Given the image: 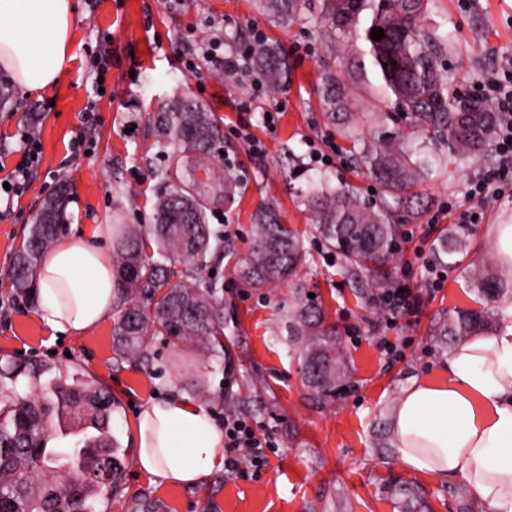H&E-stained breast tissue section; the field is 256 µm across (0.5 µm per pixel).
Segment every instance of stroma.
Segmentation results:
<instances>
[{
    "label": "stroma",
    "instance_id": "stroma-1",
    "mask_svg": "<svg viewBox=\"0 0 512 512\" xmlns=\"http://www.w3.org/2000/svg\"><path fill=\"white\" fill-rule=\"evenodd\" d=\"M72 49L60 81L29 96L11 88L0 105V179L22 158V130L32 128L40 160L25 192L0 199V359L49 361L64 371L79 370L108 390L115 402L114 433L129 465L119 494L106 495L100 512H131L136 498L163 504L166 512H400L402 488L417 490L423 512H479L464 483L443 482L405 469L395 458L390 416L397 397L417 376L440 377L448 355L434 336L442 314L475 307L465 285L467 265L490 251L492 227L512 224V188L480 209L471 197L485 164L449 168L447 177L418 189L419 215L406 225L395 277L419 298L412 313L392 317L366 284L352 276L341 255L322 247L311 231L312 216L300 201L312 179L327 175L370 191L374 181L353 165L348 144L324 115L318 84L325 66L343 63L346 44L327 38L317 9L282 25L266 16L259 0H74ZM430 26L447 35L443 61L455 89L468 95L495 73L512 68V0H434ZM276 44L288 57L286 87L274 98L252 85L253 72L219 77L196 45L220 39L225 48L254 35ZM110 50L103 74L90 68L100 44ZM193 95L217 121L211 175L201 192L210 224L224 233L226 251L211 270L224 284V332L230 361L203 371V358L190 343L154 344L143 365L117 362L113 321L82 336H51L35 316V305L14 300L6 271L13 251L36 213L57 191L70 186L68 222L152 224L157 200L185 177V162L158 144L153 115L174 94ZM251 100L249 111L239 103ZM282 108L275 128L263 114ZM93 122H85L86 110ZM246 128L262 145L251 153L235 134ZM86 141L78 153L75 143ZM336 146L332 165L315 152ZM236 182L233 201L224 198V177ZM272 201L280 220L296 228L308 252L298 276L309 283L328 322L339 331L349 379L332 399L310 394L299 372V352L288 339L284 315L289 282L259 290L242 287L235 270L253 240L252 215ZM481 211L469 253L437 266L440 284L426 267L438 238L455 231L454 215ZM394 352H387L386 344ZM203 373L204 394L216 425L224 423V398L239 402L242 416L269 444L268 464L245 475L218 472L193 487L153 484L134 464V423L154 397L190 395L187 374Z\"/></svg>",
    "mask_w": 512,
    "mask_h": 512
}]
</instances>
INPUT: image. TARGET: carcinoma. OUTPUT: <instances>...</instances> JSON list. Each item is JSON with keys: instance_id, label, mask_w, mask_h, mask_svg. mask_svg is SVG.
Returning a JSON list of instances; mask_svg holds the SVG:
<instances>
[{"instance_id": "cac0c4a2", "label": "carcinoma", "mask_w": 512, "mask_h": 512, "mask_svg": "<svg viewBox=\"0 0 512 512\" xmlns=\"http://www.w3.org/2000/svg\"><path fill=\"white\" fill-rule=\"evenodd\" d=\"M309 0H262L270 17L287 21ZM432 0H321L320 18L333 40L352 42L346 62L326 67L320 82L325 117L352 142L357 169L375 179L391 201L362 198L350 183L323 177L309 183L301 201L312 215L313 230L339 253L351 272L368 274L367 287L378 297L396 288L393 264L401 248L403 222L419 215L414 188L455 164L465 167L488 157L499 115L482 102L461 97L443 65L444 37L425 27ZM365 28H360L361 23ZM374 28L384 38L371 39ZM253 67L275 89L288 79V60L275 45L259 44ZM373 108L355 112L356 100ZM160 138L186 159L193 172L210 171L214 142L211 114L188 95L172 99L157 113ZM69 185L48 200L50 214L33 224L15 252L7 277L15 293L28 298L37 281L40 255L66 235ZM250 257L237 272L253 289L296 277L306 261L298 233L279 220L271 204L254 214ZM470 245L464 230L442 236L434 246L437 262ZM152 248L147 254L146 248ZM224 251V234L206 222L200 195L173 189L156 206L155 224L120 225L112 247L117 321L112 330L116 360L149 362L148 346L157 337L192 342L207 361L224 365V284L192 276L210 267ZM480 309L458 308L439 317L435 335L456 345L484 335L512 300V272L493 254L466 271ZM294 283L288 302V335L301 340L299 358L307 388L324 398L336 396L346 379V361L336 342V327ZM111 395L80 372H63L47 363L0 367V505L8 512H98L102 495L92 477L75 487L69 475L98 466V453L110 472L112 489L121 484L126 453L112 428ZM71 428L83 435L73 448H53L46 432Z\"/></svg>"}]
</instances>
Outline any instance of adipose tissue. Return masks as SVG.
<instances>
[{
  "label": "adipose tissue",
  "mask_w": 512,
  "mask_h": 512,
  "mask_svg": "<svg viewBox=\"0 0 512 512\" xmlns=\"http://www.w3.org/2000/svg\"><path fill=\"white\" fill-rule=\"evenodd\" d=\"M74 0H0V68L29 93L56 85L72 42ZM109 224L61 238L41 258L35 315L78 336L116 301ZM447 373L405 388L391 413L396 459L464 482L480 512H512V319L454 345ZM136 463L152 483L195 485L224 466V436L203 405L181 395L148 403L135 421Z\"/></svg>",
  "instance_id": "1"
}]
</instances>
